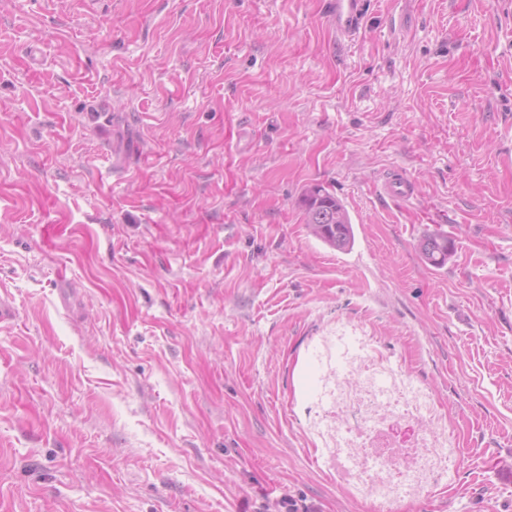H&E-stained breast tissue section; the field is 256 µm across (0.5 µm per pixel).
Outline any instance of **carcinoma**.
<instances>
[{
  "label": "carcinoma",
  "instance_id": "obj_1",
  "mask_svg": "<svg viewBox=\"0 0 512 512\" xmlns=\"http://www.w3.org/2000/svg\"><path fill=\"white\" fill-rule=\"evenodd\" d=\"M304 224L323 244L341 251L351 250L356 242L355 229L345 205L325 187L315 185L302 198ZM454 250L445 234L428 233L419 243L423 260L431 265L444 264Z\"/></svg>",
  "mask_w": 512,
  "mask_h": 512
}]
</instances>
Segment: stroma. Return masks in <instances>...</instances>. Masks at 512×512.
Listing matches in <instances>:
<instances>
[{"mask_svg":"<svg viewBox=\"0 0 512 512\" xmlns=\"http://www.w3.org/2000/svg\"><path fill=\"white\" fill-rule=\"evenodd\" d=\"M324 2L0 0V512H368L305 415L342 325L459 437L404 512H512V0ZM369 0H327L326 18L339 41H353L363 29ZM380 193L401 199H412L416 194L415 183L410 177L402 172L390 176L381 183ZM304 224L323 244L349 251L356 242L355 229L345 205L325 187L315 185L303 195ZM419 251L423 260L431 265L444 264L454 250V243L448 234L428 233L419 243Z\"/></svg>","mask_w":512,"mask_h":512,"instance_id":"1","label":"stroma"}]
</instances>
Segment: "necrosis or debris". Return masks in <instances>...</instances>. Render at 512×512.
<instances>
[{
    "label": "necrosis or debris",
    "instance_id": "obj_1",
    "mask_svg": "<svg viewBox=\"0 0 512 512\" xmlns=\"http://www.w3.org/2000/svg\"><path fill=\"white\" fill-rule=\"evenodd\" d=\"M321 390L307 412L331 478L370 512H398L432 494L460 454L433 392L387 363L368 336H340L321 351Z\"/></svg>",
    "mask_w": 512,
    "mask_h": 512
}]
</instances>
